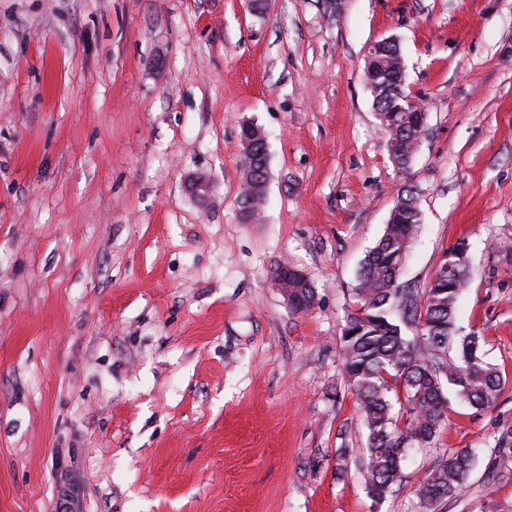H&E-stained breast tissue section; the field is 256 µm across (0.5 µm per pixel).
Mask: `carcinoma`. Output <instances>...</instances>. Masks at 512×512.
Listing matches in <instances>:
<instances>
[{
  "label": "carcinoma",
  "mask_w": 512,
  "mask_h": 512,
  "mask_svg": "<svg viewBox=\"0 0 512 512\" xmlns=\"http://www.w3.org/2000/svg\"><path fill=\"white\" fill-rule=\"evenodd\" d=\"M396 93L373 98L387 125H396L393 154L413 156V126L420 113L396 112L406 103L405 72L392 69ZM421 224L417 207H405L385 225L366 254L352 289L340 358L348 389L358 403L366 429L364 463L359 474L368 496L380 502L398 492L404 480L401 461L416 448H431L448 421V395L473 407H493L503 389L500 370L479 353L480 337L458 335L459 298L468 284V268L449 271L442 264L427 288L417 291L402 281V258L409 256ZM300 289L288 305L293 314L309 311L318 300L312 282L283 278ZM474 470L465 449L436 458L415 488L419 512H438L458 495Z\"/></svg>",
  "instance_id": "carcinoma-1"
}]
</instances>
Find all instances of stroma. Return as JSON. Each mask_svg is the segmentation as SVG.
Wrapping results in <instances>:
<instances>
[{
  "mask_svg": "<svg viewBox=\"0 0 512 512\" xmlns=\"http://www.w3.org/2000/svg\"><path fill=\"white\" fill-rule=\"evenodd\" d=\"M386 38L427 115L405 173L364 81ZM247 121L269 152L252 224ZM406 189L402 280L466 246L458 324L504 386L451 400L377 503L339 351ZM283 259L308 312L273 286ZM459 448L475 469L443 512H512V0H0V512H416ZM287 263L278 264L274 272L282 271L283 278V286L284 288H298L301 291L299 292V297L297 301H294L292 304L288 305V309L291 313L299 314L305 313L309 311L313 305L318 300V293L316 287L310 282V280H305L304 277L300 280H296L294 278H288L286 275L285 267Z\"/></svg>",
  "mask_w": 512,
  "mask_h": 512,
  "instance_id": "stroma-1",
  "label": "stroma"
}]
</instances>
